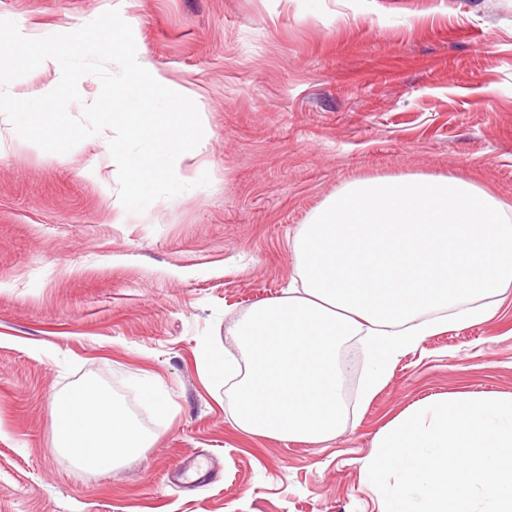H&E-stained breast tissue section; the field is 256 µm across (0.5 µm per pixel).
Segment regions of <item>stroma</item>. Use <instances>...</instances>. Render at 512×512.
I'll list each match as a JSON object with an SVG mask.
<instances>
[{
  "label": "stroma",
  "instance_id": "obj_1",
  "mask_svg": "<svg viewBox=\"0 0 512 512\" xmlns=\"http://www.w3.org/2000/svg\"><path fill=\"white\" fill-rule=\"evenodd\" d=\"M199 110L185 176L208 185L116 223L101 140L63 155L13 147L0 115V512H380L363 475L391 418L438 394L512 393V290L497 314L424 337L367 406V358L343 355L348 415L333 439L246 434L199 370L201 336L281 295L288 246L345 184L424 174L512 202V0H0L40 36L109 9ZM108 389L151 445L109 472L53 445V407ZM217 458L192 488L183 461Z\"/></svg>",
  "mask_w": 512,
  "mask_h": 512
}]
</instances>
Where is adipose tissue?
<instances>
[{
    "label": "adipose tissue",
    "mask_w": 512,
    "mask_h": 512,
    "mask_svg": "<svg viewBox=\"0 0 512 512\" xmlns=\"http://www.w3.org/2000/svg\"><path fill=\"white\" fill-rule=\"evenodd\" d=\"M73 425L55 433L56 446L77 468L106 471L146 447L148 436L106 391L82 393Z\"/></svg>",
    "instance_id": "adipose-tissue-1"
}]
</instances>
